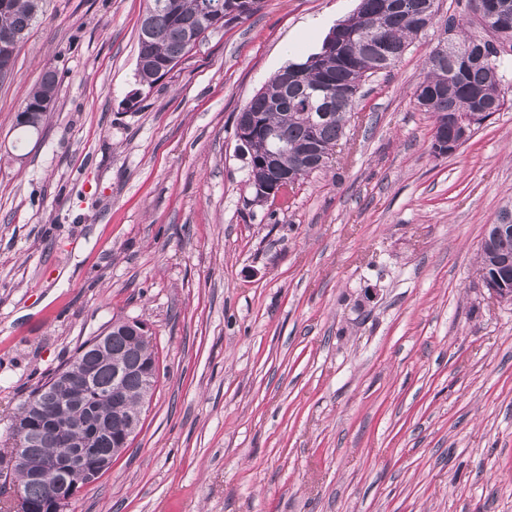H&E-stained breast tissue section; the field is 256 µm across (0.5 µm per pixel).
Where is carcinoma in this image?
I'll return each instance as SVG.
<instances>
[{
	"mask_svg": "<svg viewBox=\"0 0 512 512\" xmlns=\"http://www.w3.org/2000/svg\"><path fill=\"white\" fill-rule=\"evenodd\" d=\"M10 8L0 12V34L10 33L21 41L32 22L42 12L43 0H9ZM201 0H148L138 36L137 59L144 60L138 70L139 85L151 89L170 73L163 68L178 64L191 51L184 31L190 25L201 24ZM429 0H359L356 11L336 24L347 34L342 47L327 48L323 40L318 52L303 62L291 63L284 70L301 76L299 85L285 88L278 75H273L249 101L243 111L274 133L275 140L285 150L281 154L280 170L293 173L300 182L328 166L333 150L345 135L359 89L363 81L380 72L390 71L401 58L408 40L424 30V13ZM488 43L497 44L481 64L470 60L472 34L456 37L453 48L441 40L429 53L427 73L413 93L415 107L433 119V134L446 130L448 136L457 133L459 119L477 112L481 116L476 126L501 111L509 90L503 84V70L512 62V21L491 29ZM58 73L47 69L40 83L25 98L21 111L44 99L55 100ZM302 146L321 150L323 163L301 168L297 165V149ZM249 176L252 187L270 182L273 174L258 162V155H249ZM502 253L512 255V239L480 249V264L493 269ZM127 362L129 373L120 398L108 406L98 400V394L112 389V357ZM157 363L151 342L130 336H112V346L106 354L96 357L92 392L87 406L57 410V414L79 421L86 411L107 415L114 420L140 407L143 390L137 368L139 361ZM55 441L45 436L29 448V469L42 467L45 457L56 453ZM57 477L44 475L35 483L24 484L26 499L38 501L56 485Z\"/></svg>",
	"mask_w": 512,
	"mask_h": 512,
	"instance_id": "obj_1",
	"label": "carcinoma"
}]
</instances>
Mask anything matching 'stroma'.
<instances>
[{
	"label": "stroma",
	"instance_id": "1",
	"mask_svg": "<svg viewBox=\"0 0 512 512\" xmlns=\"http://www.w3.org/2000/svg\"><path fill=\"white\" fill-rule=\"evenodd\" d=\"M465 3L436 0L282 208L256 202L235 115L359 0H262L132 109L147 0H45L0 79V448L112 322L145 323L159 367L67 512H512V304L478 275L512 203V102L437 157L411 101ZM50 67L54 108L19 140ZM59 83V77L56 70L48 68L42 78L40 83L28 94V96L25 98L23 106L20 110V115L18 118V127H26L23 128L24 132H28L29 130L33 129L34 127H27V126H35L39 128L40 126L36 123V118L39 121V124H42V121L44 120V117L46 116V112H39V116L35 118V115L37 112H27L29 108L38 102H42L44 99L49 98L53 101V106L55 103V92L56 88ZM47 102H42L40 104V109L42 110L43 106H45Z\"/></svg>",
	"mask_w": 512,
	"mask_h": 512
}]
</instances>
